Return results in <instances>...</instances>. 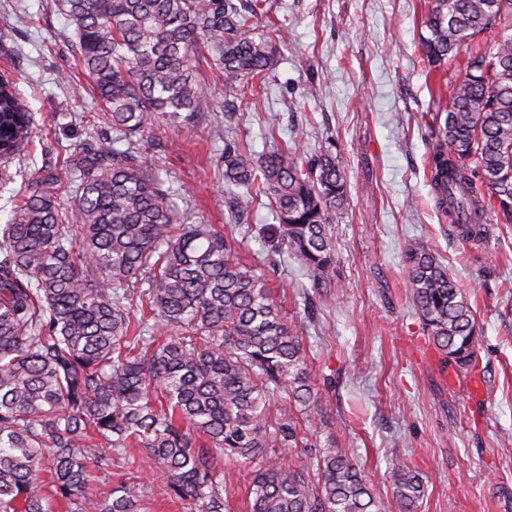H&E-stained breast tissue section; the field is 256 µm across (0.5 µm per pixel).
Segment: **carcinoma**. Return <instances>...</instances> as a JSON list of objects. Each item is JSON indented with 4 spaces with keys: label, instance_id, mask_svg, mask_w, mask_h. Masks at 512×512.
Instances as JSON below:
<instances>
[{
    "label": "carcinoma",
    "instance_id": "carcinoma-1",
    "mask_svg": "<svg viewBox=\"0 0 512 512\" xmlns=\"http://www.w3.org/2000/svg\"><path fill=\"white\" fill-rule=\"evenodd\" d=\"M72 51L129 141L151 124L190 133L213 111L204 68L224 95L261 94L288 26L255 25L257 0H59ZM427 73L449 63L427 123L438 211L465 239L489 212L512 224V0H432L422 17ZM34 119L0 73V163L32 149ZM224 184L243 187L227 220L268 197L281 241L335 288L328 224L348 201L338 155L301 167L270 137L260 154L224 139ZM71 202L64 204L63 194ZM154 159L126 148L86 149L45 169L0 224V512H143L124 483L88 491L112 453L138 452L168 477L191 512H227L223 461L255 464L248 512H388L351 448L306 438L317 402L302 337L267 280L214 224H184ZM407 295L437 350L466 368L475 356L470 303L422 242L404 254ZM286 394L293 409L272 418ZM314 449L320 482L285 463ZM392 501L417 512L425 481L397 463Z\"/></svg>",
    "mask_w": 512,
    "mask_h": 512
}]
</instances>
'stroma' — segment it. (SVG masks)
Here are the masks:
<instances>
[{"instance_id":"35a3bbf8","label":"stroma","mask_w":512,"mask_h":512,"mask_svg":"<svg viewBox=\"0 0 512 512\" xmlns=\"http://www.w3.org/2000/svg\"><path fill=\"white\" fill-rule=\"evenodd\" d=\"M430 2L261 0L259 24H286L290 42L258 104L217 97L193 133L150 128L136 145L178 194L184 222L223 225L280 299L317 374L320 443L354 449L385 500L393 464L415 469L426 485L418 512H512V224L488 215L485 239L468 241L435 208L421 123L434 100L419 46ZM72 36L58 0H0V70L35 120L32 152L12 160L13 180L0 186V224L46 166L112 144L104 109L75 69ZM228 136L258 153L276 137L302 163L334 146L349 183L329 226L337 288H312L302 263L271 247L266 196L239 223H225L217 151ZM418 240L475 311L469 368L444 360L405 292L404 252ZM130 477L145 512H190L170 496L164 473L139 459L120 461L94 485L107 491Z\"/></svg>"}]
</instances>
